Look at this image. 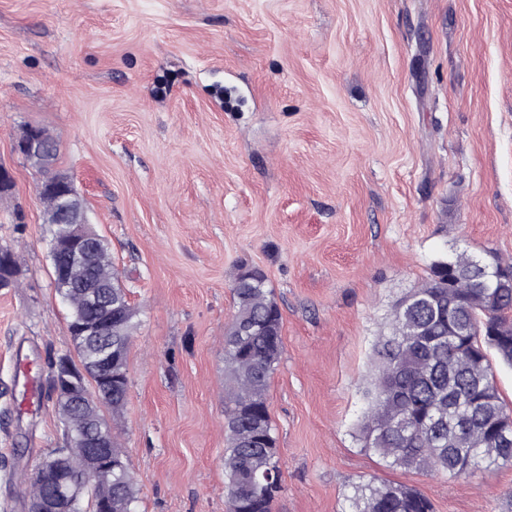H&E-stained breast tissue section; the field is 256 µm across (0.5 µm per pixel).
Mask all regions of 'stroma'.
<instances>
[{"label": "stroma", "mask_w": 512, "mask_h": 512, "mask_svg": "<svg viewBox=\"0 0 512 512\" xmlns=\"http://www.w3.org/2000/svg\"><path fill=\"white\" fill-rule=\"evenodd\" d=\"M47 129L140 325L112 422L139 512H228L224 329L241 265L282 312L274 512L400 483L434 512H512V467L386 468L358 429L396 300L454 251L512 260V0H0V512L62 441L25 399L71 350L36 176Z\"/></svg>", "instance_id": "stroma-1"}]
</instances>
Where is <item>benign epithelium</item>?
Here are the masks:
<instances>
[{"mask_svg": "<svg viewBox=\"0 0 512 512\" xmlns=\"http://www.w3.org/2000/svg\"><path fill=\"white\" fill-rule=\"evenodd\" d=\"M13 150L26 160L39 161L36 170L41 174L38 194L55 197L60 223L65 229L53 235L49 241L51 277L54 296L65 307L72 299L63 292L65 288L81 289L85 306L93 312L89 321L67 322V333L72 343L88 337L97 341L93 364L89 365L77 356L59 355L49 364L52 380V401L63 405L69 419L65 427L87 434L84 455L90 462L81 470L65 468L66 451L58 453L49 463L39 467L34 479L46 488V492L29 501L28 512H72L78 497L94 482L112 475V437L102 417L95 412L112 406V322L120 318V312L108 301L107 288L112 275L87 277L84 272L93 266L92 245L100 235L88 222L80 197L72 191L71 177L58 170L53 156L58 145L48 140L37 128H31L23 137L16 139ZM13 253L0 249V282H7L13 273ZM484 277L489 288H512L503 281V272L490 270L482 259L471 261L467 277Z\"/></svg>", "mask_w": 512, "mask_h": 512, "instance_id": "1", "label": "benign epithelium"}]
</instances>
